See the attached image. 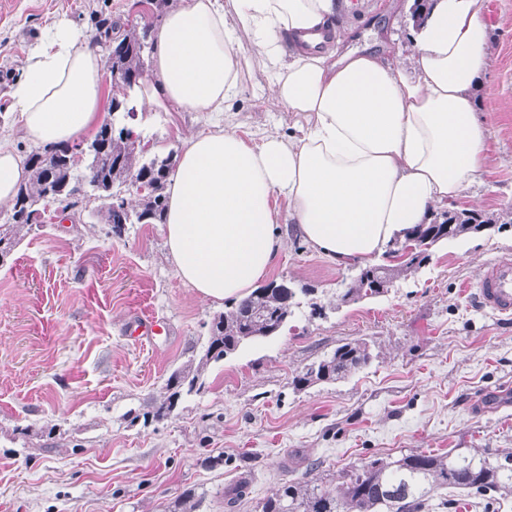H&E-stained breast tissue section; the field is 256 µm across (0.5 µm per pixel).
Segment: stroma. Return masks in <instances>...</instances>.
<instances>
[{
    "mask_svg": "<svg viewBox=\"0 0 512 512\" xmlns=\"http://www.w3.org/2000/svg\"><path fill=\"white\" fill-rule=\"evenodd\" d=\"M491 62L474 94L493 137L461 208L512 211V0H485ZM413 0H356L339 27L380 33L389 58L412 55ZM147 0H0V131L19 155L12 92L24 60L53 20L92 36L93 16L160 25ZM272 78L245 75L229 110L138 112L131 126L150 153H180L186 138L230 129L257 142L292 133L270 107ZM101 203L77 206L24 234L0 262V512H169L191 493L194 512H261L281 481L322 478L367 458L512 448V318L481 309L465 290L484 266L512 252V224L437 244L385 296L340 297L358 265L335 264L284 224L269 275L302 290L278 336L210 364L197 393L169 417L146 414L172 373L199 353L212 318L229 302L200 300L166 256L160 225L122 235L98 220ZM136 315L168 334L125 336ZM365 338L379 357L332 385L297 392L291 380L341 343ZM223 455V463L212 458ZM250 493L226 510L224 491Z\"/></svg>",
    "mask_w": 512,
    "mask_h": 512,
    "instance_id": "35a3bbf8",
    "label": "stroma"
}]
</instances>
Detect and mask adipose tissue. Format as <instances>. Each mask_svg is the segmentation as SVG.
Masks as SVG:
<instances>
[{
    "mask_svg": "<svg viewBox=\"0 0 512 512\" xmlns=\"http://www.w3.org/2000/svg\"><path fill=\"white\" fill-rule=\"evenodd\" d=\"M338 0H176L154 38L145 101L166 112H220L244 71L272 77L274 105L296 138L249 143L235 132L190 136L172 175L165 247L182 282L213 302L242 299L283 248L278 226L336 264L384 253L431 208L479 176L488 129L470 93L485 74L484 0H435L410 66L373 52H285L284 33L325 26ZM250 52L238 56L235 45ZM13 92L26 140L50 147L89 135L102 118L104 60L67 22L53 21ZM288 199L287 212L274 205Z\"/></svg>",
    "mask_w": 512,
    "mask_h": 512,
    "instance_id": "1",
    "label": "adipose tissue"
}]
</instances>
